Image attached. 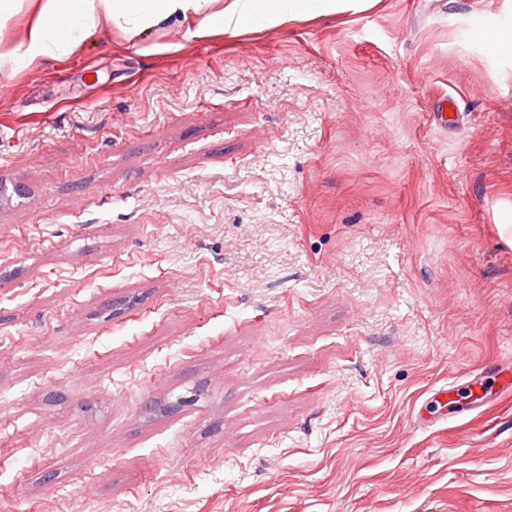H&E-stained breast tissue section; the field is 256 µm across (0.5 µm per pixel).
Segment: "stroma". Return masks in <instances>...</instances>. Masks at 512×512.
Masks as SVG:
<instances>
[{
  "mask_svg": "<svg viewBox=\"0 0 512 512\" xmlns=\"http://www.w3.org/2000/svg\"><path fill=\"white\" fill-rule=\"evenodd\" d=\"M485 29L512 0L104 25L1 72L0 512H512Z\"/></svg>",
  "mask_w": 512,
  "mask_h": 512,
  "instance_id": "35a3bbf8",
  "label": "stroma"
}]
</instances>
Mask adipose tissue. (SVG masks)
Returning <instances> with one entry per match:
<instances>
[{
	"instance_id": "obj_1",
	"label": "adipose tissue",
	"mask_w": 512,
	"mask_h": 512,
	"mask_svg": "<svg viewBox=\"0 0 512 512\" xmlns=\"http://www.w3.org/2000/svg\"><path fill=\"white\" fill-rule=\"evenodd\" d=\"M346 6V0H0V29L22 10L33 13L16 44L0 52V71L70 55L104 23L136 36L164 21L182 20L205 37L229 28L283 24L304 10L332 15Z\"/></svg>"
}]
</instances>
